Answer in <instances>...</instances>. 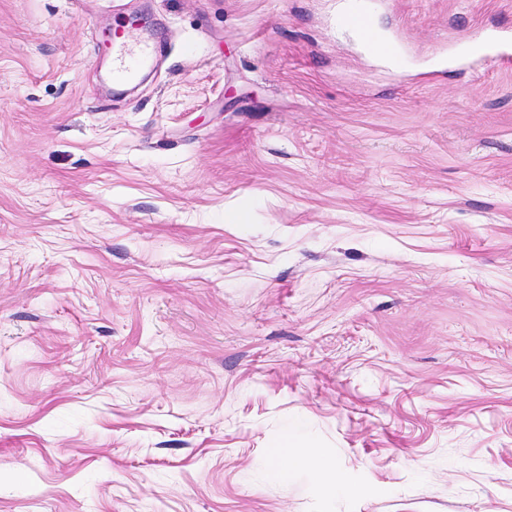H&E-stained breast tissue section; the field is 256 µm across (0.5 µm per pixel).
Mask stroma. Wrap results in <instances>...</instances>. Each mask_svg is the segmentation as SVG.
Segmentation results:
<instances>
[{"instance_id":"1","label":"stroma","mask_w":512,"mask_h":512,"mask_svg":"<svg viewBox=\"0 0 512 512\" xmlns=\"http://www.w3.org/2000/svg\"><path fill=\"white\" fill-rule=\"evenodd\" d=\"M338 2L0 0V512H512V0ZM461 53H479L487 58L498 61L503 67H511L512 64V40L511 38L490 37L484 43L465 49ZM151 59L149 47L135 56L117 57L115 65L113 64V74L117 81L126 80L136 73L139 66L148 63ZM271 464L276 474H285L306 467H313L321 472L337 494L356 496L357 489L351 485L341 484L335 476V464L332 460L321 456L312 448H286L276 450L271 455Z\"/></svg>"}]
</instances>
